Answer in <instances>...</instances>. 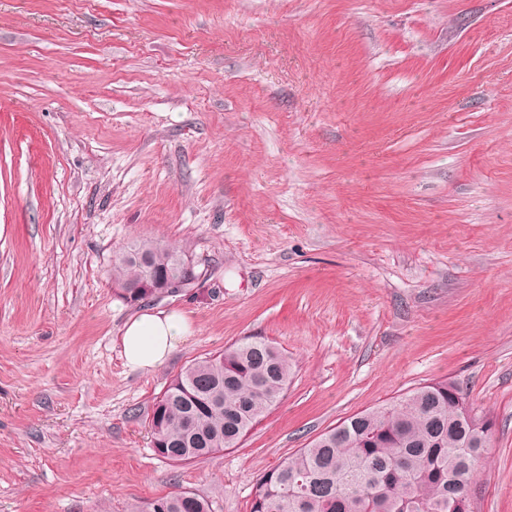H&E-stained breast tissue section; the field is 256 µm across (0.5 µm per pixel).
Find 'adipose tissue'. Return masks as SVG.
Wrapping results in <instances>:
<instances>
[{"mask_svg":"<svg viewBox=\"0 0 512 512\" xmlns=\"http://www.w3.org/2000/svg\"><path fill=\"white\" fill-rule=\"evenodd\" d=\"M191 334V321L181 310L144 312L125 323L120 345L128 367L151 372L162 367Z\"/></svg>","mask_w":512,"mask_h":512,"instance_id":"adipose-tissue-1","label":"adipose tissue"}]
</instances>
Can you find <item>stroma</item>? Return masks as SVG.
<instances>
[{
  "label": "stroma",
  "instance_id": "stroma-1",
  "mask_svg": "<svg viewBox=\"0 0 512 512\" xmlns=\"http://www.w3.org/2000/svg\"><path fill=\"white\" fill-rule=\"evenodd\" d=\"M135 240L185 250L134 306ZM194 333L152 372L140 312ZM258 336L294 373L235 448L155 453L156 397ZM440 378L493 423L474 512H512V0H0V512H133L255 480ZM188 260L185 254L164 244L150 241L133 243L113 256L110 270L112 285L116 287L118 296L131 305L155 296L163 297L179 293L196 277L191 265H188L186 278L179 281L168 282L165 279H158L154 275L160 277L180 276L187 266ZM148 269L152 270L154 275L145 277L132 288H127L130 284L141 280L142 274ZM133 288L155 296L133 292ZM191 335L192 324L183 311L157 310L131 317L122 330L120 345L128 367L151 372L162 367Z\"/></svg>",
  "mask_w": 512,
  "mask_h": 512
}]
</instances>
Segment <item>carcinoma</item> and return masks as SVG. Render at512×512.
I'll use <instances>...</instances> for the list:
<instances>
[{"instance_id": "obj_1", "label": "carcinoma", "mask_w": 512, "mask_h": 512, "mask_svg": "<svg viewBox=\"0 0 512 512\" xmlns=\"http://www.w3.org/2000/svg\"><path fill=\"white\" fill-rule=\"evenodd\" d=\"M187 263L167 245L133 243L113 256L112 285L135 305L148 299L129 288L144 271L179 276ZM292 371L285 352L252 337L186 367L149 416L162 458L202 461L239 445L279 401ZM489 429L455 383L428 382L288 454L256 479L250 512H472L468 489L490 445ZM134 512L211 510L206 499L180 490Z\"/></svg>"}]
</instances>
